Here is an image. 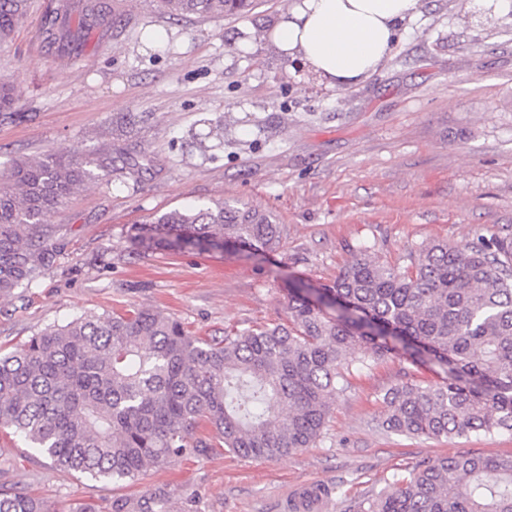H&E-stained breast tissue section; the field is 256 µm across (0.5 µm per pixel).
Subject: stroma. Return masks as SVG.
<instances>
[{
  "mask_svg": "<svg viewBox=\"0 0 512 512\" xmlns=\"http://www.w3.org/2000/svg\"><path fill=\"white\" fill-rule=\"evenodd\" d=\"M48 2L32 0L0 46V79L19 93L0 113V168L55 150L96 166L143 155L152 168L89 183L46 215L56 261L30 287L0 295V348L82 313L133 306L220 338L286 321L289 282L333 280L359 245L405 267L433 240L512 232V0L482 16L471 0H422L382 66L342 90L264 40L288 0L210 20L162 15L150 0H105L106 19L69 53L45 40ZM150 31L164 43L146 42ZM225 199L276 214L279 252L130 248L134 225L155 214ZM407 380L439 377L381 360L351 374L313 447L248 459L215 445L131 486L62 474L0 432V486L98 512L157 486L173 512H288L300 489L329 486L320 512H345L424 460H512V433L438 442L382 430L383 390Z\"/></svg>",
  "mask_w": 512,
  "mask_h": 512,
  "instance_id": "obj_1",
  "label": "stroma"
}]
</instances>
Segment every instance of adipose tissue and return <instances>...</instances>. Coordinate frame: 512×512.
<instances>
[{"label":"adipose tissue","instance_id":"obj_1","mask_svg":"<svg viewBox=\"0 0 512 512\" xmlns=\"http://www.w3.org/2000/svg\"><path fill=\"white\" fill-rule=\"evenodd\" d=\"M418 7L419 0H291L265 37L283 57L344 88L380 67Z\"/></svg>","mask_w":512,"mask_h":512}]
</instances>
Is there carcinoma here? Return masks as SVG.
I'll return each mask as SVG.
<instances>
[{"instance_id":"obj_1","label":"carcinoma","mask_w":512,"mask_h":512,"mask_svg":"<svg viewBox=\"0 0 512 512\" xmlns=\"http://www.w3.org/2000/svg\"><path fill=\"white\" fill-rule=\"evenodd\" d=\"M169 16L246 17L256 0H156ZM29 0H0V44L9 42ZM103 0H52L49 37L66 51L105 15ZM17 102L0 81V112ZM91 162L60 152L0 171V294L32 285L54 264L44 216L98 178ZM277 217L233 201L187 205L134 227L135 248L205 244L249 254L282 246ZM288 324L191 335L147 308L80 314L0 352V430L55 469L104 485L133 484L150 469L208 443L272 459L323 436L352 366L392 356L440 375L401 381L382 395L380 426L425 439L512 432V233L490 243L422 247L401 269L361 246L327 285L287 288ZM0 512H58L0 487ZM112 512H171L161 488L112 500ZM348 512H512V461L474 455L416 465Z\"/></svg>"}]
</instances>
